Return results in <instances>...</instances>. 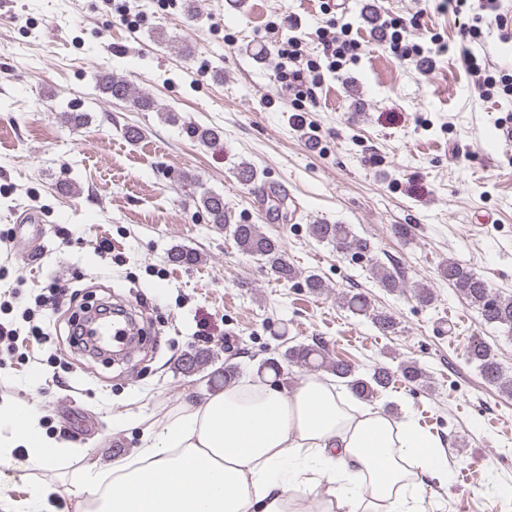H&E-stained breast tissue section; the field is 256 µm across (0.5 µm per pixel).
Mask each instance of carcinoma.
<instances>
[{
  "label": "carcinoma",
  "instance_id": "obj_1",
  "mask_svg": "<svg viewBox=\"0 0 512 512\" xmlns=\"http://www.w3.org/2000/svg\"><path fill=\"white\" fill-rule=\"evenodd\" d=\"M97 83L100 92L110 100H131L146 110L153 107V101L149 96L135 91L129 83L110 71L101 72L97 77ZM199 207L210 217L212 223L220 224L229 231L242 253L261 261L277 280L293 282L299 279L300 272L288 263L282 243L265 235L256 224H241L235 221L231 211L225 207L223 197L206 191L200 197ZM309 230L317 241L330 243L340 252L350 251L361 258L370 254V243L353 235L346 224H311ZM371 273L384 288L403 287L400 275L395 270L374 264L371 266ZM440 274L469 305L479 311L486 323L503 328L507 335L512 336V296L494 291L482 276L454 260L444 264ZM343 305L356 316L370 318L373 324L385 334L395 329L393 318L374 309L371 301L362 293L344 295ZM468 358L476 365L486 382L503 392H512V379L504 376L497 352L491 345L485 342L471 344L468 348ZM285 363L307 371H327L345 380L352 395L364 401H370L376 397L378 392L389 387L397 376L418 385L426 380V374L422 368L413 361L402 362L395 370L386 365H380L370 376H358L351 362L329 357L318 339L311 344L289 347L282 354L281 359L270 358L262 363L258 372L262 376L271 372L278 378L284 373L283 364Z\"/></svg>",
  "mask_w": 512,
  "mask_h": 512
}]
</instances>
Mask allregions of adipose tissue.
I'll return each mask as SVG.
<instances>
[{"label": "adipose tissue", "instance_id": "ef3b65f1", "mask_svg": "<svg viewBox=\"0 0 512 512\" xmlns=\"http://www.w3.org/2000/svg\"><path fill=\"white\" fill-rule=\"evenodd\" d=\"M51 467L68 447L24 408L0 407V463L15 448ZM448 478L440 440L411 420L356 406L311 376L291 388L243 378L149 425L134 454L87 460L75 512H422L425 477Z\"/></svg>", "mask_w": 512, "mask_h": 512}]
</instances>
